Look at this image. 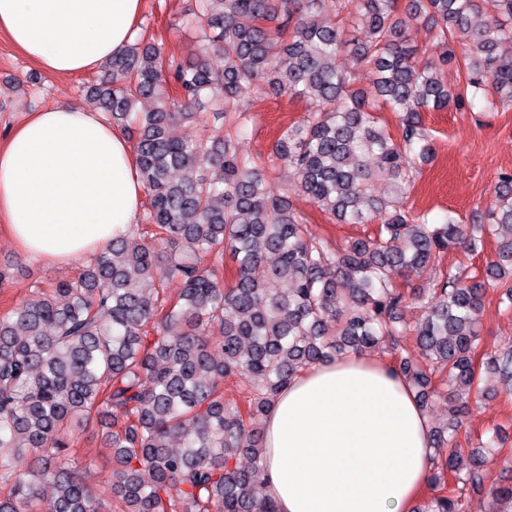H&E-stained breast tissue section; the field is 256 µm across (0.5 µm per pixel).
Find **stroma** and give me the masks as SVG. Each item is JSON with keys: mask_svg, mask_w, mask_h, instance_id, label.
Returning <instances> with one entry per match:
<instances>
[{"mask_svg": "<svg viewBox=\"0 0 512 512\" xmlns=\"http://www.w3.org/2000/svg\"><path fill=\"white\" fill-rule=\"evenodd\" d=\"M194 0H144V9L135 24L138 37L161 39L168 54L180 57L196 48L194 31L183 24ZM104 69L74 76L40 74L9 41L0 34V144L14 126L39 109L68 104L81 109L99 110L98 100L89 95L88 86L104 77ZM245 117L225 114L229 126H240L241 151L255 161L269 157L272 146L287 124L300 120L314 107L313 102L289 99L270 92L252 93L247 98ZM422 123L435 143V153L423 165L405 200L407 209L428 211L432 223L455 218L467 224L475 210L489 207L494 183L500 173L512 171V106L492 112L482 102L462 112H425ZM275 193L287 195L295 211L308 218L310 236L327 239L343 248L355 238L373 230V223L338 224L325 216L303 193L296 176L287 167L271 173ZM78 260L66 268H53L21 254L5 232L0 231V270L10 276L0 282V315L24 302L35 283L53 284L77 277L85 267ZM499 294L487 290L480 316L483 345L491 349L512 341V314L499 313ZM497 425L505 431L506 447L512 448V395L481 397L471 405L462 427V436L476 437L487 427ZM79 447L92 449L97 461L80 463L87 485L104 501L112 497V452L101 441L97 424H89L80 434Z\"/></svg>", "mask_w": 512, "mask_h": 512, "instance_id": "1", "label": "stroma"}]
</instances>
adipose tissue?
I'll return each mask as SVG.
<instances>
[{"label": "adipose tissue", "mask_w": 512, "mask_h": 512, "mask_svg": "<svg viewBox=\"0 0 512 512\" xmlns=\"http://www.w3.org/2000/svg\"><path fill=\"white\" fill-rule=\"evenodd\" d=\"M144 0H0V32L41 71L76 76L122 53ZM144 187L126 135L99 113H31L0 146V228L66 267L126 233ZM265 489L279 512H413L434 452L408 381L365 353L303 371L264 419Z\"/></svg>", "instance_id": "ef3b65f1"}]
</instances>
